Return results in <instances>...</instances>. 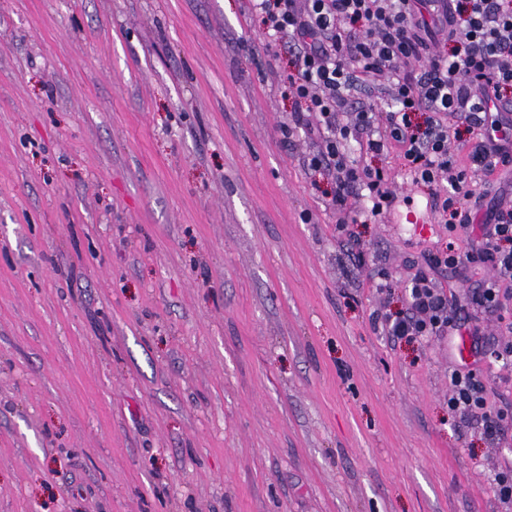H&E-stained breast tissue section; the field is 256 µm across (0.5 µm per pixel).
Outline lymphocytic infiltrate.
I'll return each mask as SVG.
<instances>
[{
    "mask_svg": "<svg viewBox=\"0 0 512 512\" xmlns=\"http://www.w3.org/2000/svg\"><path fill=\"white\" fill-rule=\"evenodd\" d=\"M268 38L266 50H288L294 70L286 93L293 122L310 140L308 170L332 185L326 209L337 230L382 220L397 199L394 177L365 158L396 154L411 186H427L454 245L428 258L407 286V313L383 317L388 335L471 338L467 307L495 306L512 280V206L484 212L472 171L494 174L512 164V120L501 111L512 92V0H250ZM377 90L354 101L355 86ZM476 132L463 140V132ZM359 157L350 160L349 147ZM467 152L458 163L454 149ZM490 263L494 274L476 291L450 292L432 277L442 266ZM451 416L477 422L496 438L503 415L489 406L473 372L448 376Z\"/></svg>",
    "mask_w": 512,
    "mask_h": 512,
    "instance_id": "lymphocytic-infiltrate-1",
    "label": "lymphocytic infiltrate"
}]
</instances>
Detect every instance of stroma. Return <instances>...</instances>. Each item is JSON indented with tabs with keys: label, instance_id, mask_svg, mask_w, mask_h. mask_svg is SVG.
I'll list each match as a JSON object with an SVG mask.
<instances>
[{
	"label": "stroma",
	"instance_id": "35a3bbf8",
	"mask_svg": "<svg viewBox=\"0 0 512 512\" xmlns=\"http://www.w3.org/2000/svg\"><path fill=\"white\" fill-rule=\"evenodd\" d=\"M287 71L247 0H0V512H512V418L374 324L449 241L426 188L337 232ZM448 412L453 417L476 421L480 433L495 439L502 431L504 416L488 405L483 385L473 372L456 368L448 375Z\"/></svg>",
	"mask_w": 512,
	"mask_h": 512
}]
</instances>
